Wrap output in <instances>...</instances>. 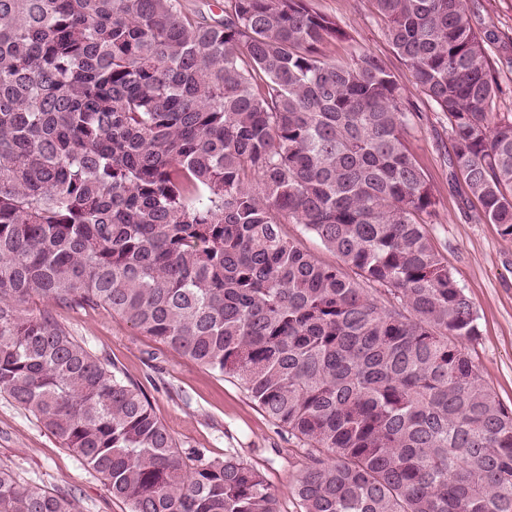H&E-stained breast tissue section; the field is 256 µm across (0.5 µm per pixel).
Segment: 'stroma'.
<instances>
[{
    "label": "stroma",
    "mask_w": 512,
    "mask_h": 512,
    "mask_svg": "<svg viewBox=\"0 0 512 512\" xmlns=\"http://www.w3.org/2000/svg\"><path fill=\"white\" fill-rule=\"evenodd\" d=\"M313 5L352 35L351 41L328 45V56L346 61L353 49L369 51L414 100H421L410 70L385 38L384 23L372 13L368 0H313ZM446 125L443 113L424 107L422 117L409 127L408 145L440 200L431 234L478 315L481 335L468 350L491 390L512 408V240L503 239L497 225L475 221L470 206L451 192ZM53 314L73 336L142 388L182 455H240L266 473L279 492L281 512H292L289 487L303 463L296 442L237 380L206 370L105 310L57 307ZM0 465L26 483L75 498L80 512H125L124 503L112 497L94 471L3 394Z\"/></svg>",
    "instance_id": "stroma-1"
}]
</instances>
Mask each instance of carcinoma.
Returning a JSON list of instances; mask_svg holds the SVG:
<instances>
[{
	"mask_svg": "<svg viewBox=\"0 0 512 512\" xmlns=\"http://www.w3.org/2000/svg\"><path fill=\"white\" fill-rule=\"evenodd\" d=\"M448 121L451 189L512 239V113L467 0H368ZM311 0H0V393L127 512H281L234 453L180 454L54 306L234 378L297 441L296 512H512V409L466 344L439 198L385 63ZM300 224L337 262L289 238ZM0 512H79L0 466Z\"/></svg>",
	"mask_w": 512,
	"mask_h": 512,
	"instance_id": "obj_1",
	"label": "carcinoma"
}]
</instances>
